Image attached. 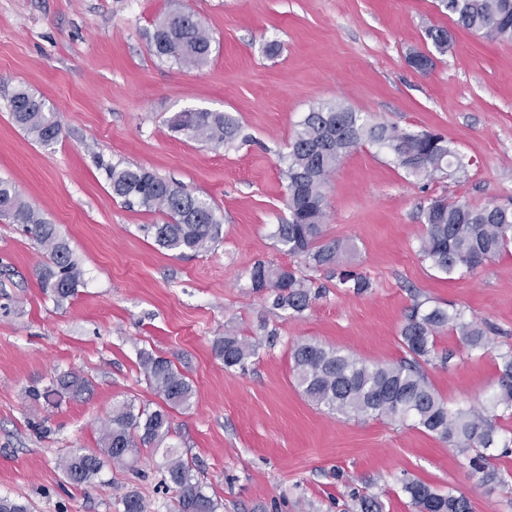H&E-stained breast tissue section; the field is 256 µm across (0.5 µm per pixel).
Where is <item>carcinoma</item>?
<instances>
[{"instance_id":"cac0c4a2","label":"carcinoma","mask_w":512,"mask_h":512,"mask_svg":"<svg viewBox=\"0 0 512 512\" xmlns=\"http://www.w3.org/2000/svg\"><path fill=\"white\" fill-rule=\"evenodd\" d=\"M441 6L457 18L462 27L481 31L499 41L512 42V0H440ZM426 36L435 48H448V31L430 26ZM151 46L156 56L174 60L185 67L201 68L211 56V38L199 17L178 8L154 24ZM12 119L43 145L58 141L60 125L45 101L27 87L17 85L4 96ZM169 128L215 148L229 146L240 128L232 115L207 110H185L168 120ZM366 143L384 149L394 164L414 176L434 178L448 170L465 172L466 164L441 134L372 124L340 103H320L305 113L289 144L287 181L288 221L275 225L271 238L280 250L303 259L314 268L336 270L339 284L355 294L372 288L370 280L340 267L346 244L324 240L326 185L341 159ZM112 197L132 207L166 215L162 224H150L156 244L184 254L208 251L223 237L219 208L189 192L182 184L159 177L143 166L101 164ZM0 217L18 224L44 250L47 261L39 270L43 292L58 305L76 294L84 272L69 244L55 225L26 203L12 184L0 180ZM425 227L419 239V253L436 271L453 277L461 270L475 272L488 260L512 246V208L507 205L473 206L466 201L432 197L420 209ZM249 288L272 298V306L294 317L310 310L321 291L313 290L308 279L288 266L258 260L249 271ZM452 330L466 346L485 348L490 343L486 329L476 319H464L462 312L436 302H418L409 309L399 330L406 357L394 363L366 364L319 343L302 341L292 350L293 376L304 397L332 414L347 418L375 417L405 423L431 433L463 453L474 451L469 466L482 482L502 487L509 480L499 472L488 453L502 448L512 452V439L501 440L499 420L512 418V348L498 354L499 389L489 404L479 408H452L432 387L422 364L432 360L436 339ZM214 355L228 371L247 369L257 354L256 345L226 332L212 341ZM139 365L145 380L164 405L154 409L122 402L100 430L98 448L74 449L59 461L64 476L77 484H91L104 461L122 463L139 448H159L173 432L169 409L185 407L192 395L190 380L174 364L143 350ZM90 380L76 372L58 376L31 397L49 405L64 398H79L90 391ZM166 462L162 481L175 496L167 512H219L221 504L208 495L193 474V465L178 449L164 448ZM403 491L416 512H472L470 500L452 488L444 491L417 479H406ZM115 512H148L145 500L129 492L113 503ZM0 512H33L30 502L0 496Z\"/></svg>"}]
</instances>
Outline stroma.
<instances>
[{"instance_id": "35a3bbf8", "label": "stroma", "mask_w": 512, "mask_h": 512, "mask_svg": "<svg viewBox=\"0 0 512 512\" xmlns=\"http://www.w3.org/2000/svg\"><path fill=\"white\" fill-rule=\"evenodd\" d=\"M180 1L212 39L204 67L150 50L154 22ZM429 26L451 34L447 52L426 40ZM413 50L431 55L429 70L410 66ZM3 79L44 99L62 131L40 144L0 103V179L56 224L85 281L56 305L39 285L43 252L0 219V496L29 499L37 512H113L136 491L166 512L174 492L160 482L161 451L141 449L92 484L69 482L58 466L72 449L97 448L113 405H159L139 367L146 349L193 384L190 406L171 412L168 443L220 512H357V493L378 496L384 512H413L408 478L455 488L473 512H512V492L482 484L466 454L435 435L310 404L291 359L309 340L370 364L397 361L404 317L428 299L492 329L485 349L451 331L437 338L439 357L425 367L435 391L469 407L497 390V356L512 347V253L447 277L418 252L419 207L432 196L512 204V42L461 28L438 0H0ZM320 103L439 131L467 168L427 180L376 146L344 156L326 190L324 236L348 243L344 263L372 287L357 295L328 270H307L322 295L295 318L253 293L248 271L293 262L270 234L288 218V145ZM187 109L233 115L239 139L216 149L171 132L168 119ZM108 162L211 199L223 239L197 255L160 248L143 227L164 215L115 200ZM263 319L274 339L259 331ZM227 331L259 345L246 371L225 370L212 352ZM67 371L87 376L90 392L57 407L29 397Z\"/></svg>"}]
</instances>
